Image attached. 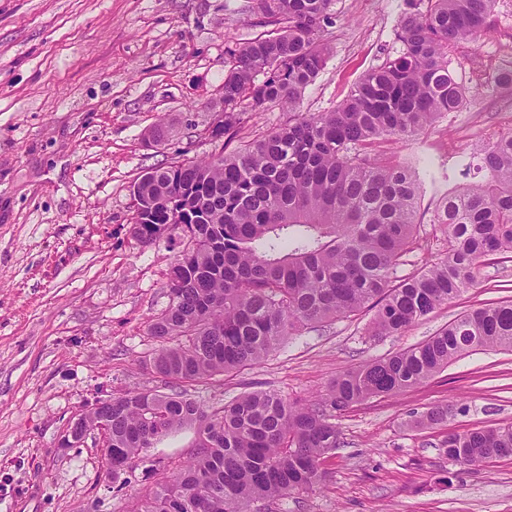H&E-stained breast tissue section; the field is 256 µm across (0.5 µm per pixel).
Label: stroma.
Returning <instances> with one entry per match:
<instances>
[{"instance_id": "obj_1", "label": "stroma", "mask_w": 512, "mask_h": 512, "mask_svg": "<svg viewBox=\"0 0 512 512\" xmlns=\"http://www.w3.org/2000/svg\"><path fill=\"white\" fill-rule=\"evenodd\" d=\"M418 0H334L331 53L302 93L303 114L341 103L361 76L400 49V18ZM247 0H0V512H130L189 459L196 429L146 452L156 466L113 476L92 432L62 446L69 423L101 399L166 391L143 362L158 346L151 318L169 303L181 231L144 245L132 236L131 189L155 163L228 154L283 125L272 106L246 112L232 138L206 137L224 81V49L262 33ZM466 87L463 109L375 155L424 178L420 249L406 277L443 257L431 218L462 165L490 135L512 132V0H496L486 34L448 50ZM165 125L169 139L148 138ZM512 299V259L489 256L459 298L398 336H372L369 315L339 318L285 340L261 363L188 386L205 404L253 388L314 399L339 374L433 336L466 310ZM466 404L432 429L410 412ZM512 422V351L482 350L395 397L336 415L344 445L325 487L276 512H512V458L478 467L443 455L448 431Z\"/></svg>"}]
</instances>
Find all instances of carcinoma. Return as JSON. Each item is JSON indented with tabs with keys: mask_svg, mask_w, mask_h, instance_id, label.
<instances>
[{
	"mask_svg": "<svg viewBox=\"0 0 512 512\" xmlns=\"http://www.w3.org/2000/svg\"><path fill=\"white\" fill-rule=\"evenodd\" d=\"M333 0H253L273 29L224 49V132L247 110L278 105L288 123L228 155L146 169L133 185L141 243L179 229L187 238L169 271L168 306L153 316L160 346L145 369L175 385L263 361L289 336L371 313L374 336H397L476 284L480 259L512 254V133L492 141L463 187L439 200L432 223L448 249L420 272L396 276L419 240L424 180L368 148L411 139L465 103L448 48L489 28L495 0H426L399 21V54L368 70L340 104L300 114L303 90L324 69ZM512 351V300L460 314L434 336L344 372L318 401L269 390L208 408L173 389H144L85 410L69 430L108 420L104 453L118 475L185 425H198L192 456L131 512H271L321 484L340 447L335 414L396 396L476 350ZM464 407L410 413L415 428ZM443 454L470 466L512 458V423L444 436Z\"/></svg>",
	"mask_w": 512,
	"mask_h": 512,
	"instance_id": "cac0c4a2",
	"label": "carcinoma"
}]
</instances>
